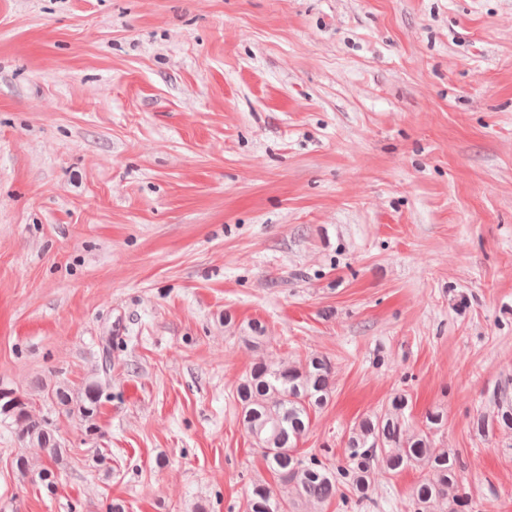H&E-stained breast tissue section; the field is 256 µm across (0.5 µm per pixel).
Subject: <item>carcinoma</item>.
Here are the masks:
<instances>
[{
	"label": "carcinoma",
	"mask_w": 512,
	"mask_h": 512,
	"mask_svg": "<svg viewBox=\"0 0 512 512\" xmlns=\"http://www.w3.org/2000/svg\"><path fill=\"white\" fill-rule=\"evenodd\" d=\"M248 343L257 356L235 389L240 406L239 422L261 449L267 469L278 479L275 486L263 477L251 480L246 512H296L299 505H323L338 498L349 508L370 499L376 467L399 474L409 467L425 470L412 490V512H436V504L448 501V512H467L471 501L461 484L460 457L436 445L435 434L447 425L444 412L434 407L414 426L405 417L408 394L395 391L387 407L368 414L349 429L344 463L330 457L305 456L298 442L308 433L312 415L325 408L333 394L334 364L322 354L297 361L269 362L263 355L266 326L257 320L248 324ZM108 359L87 379L77 394L67 386L51 396L53 411L33 413V398L0 388V423L17 440L44 449L46 462L37 466L19 455L13 465L25 479L33 474L45 485L55 484L57 472L66 465V449L57 435V417L76 416L88 435L97 430L101 398L109 385ZM472 431L484 439L512 433V379L486 392L485 407L470 421Z\"/></svg>",
	"instance_id": "1"
}]
</instances>
